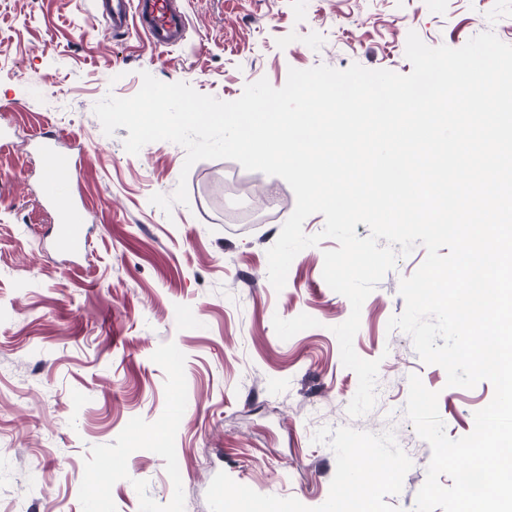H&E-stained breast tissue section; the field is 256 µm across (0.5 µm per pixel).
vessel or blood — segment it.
<instances>
[{
    "mask_svg": "<svg viewBox=\"0 0 512 512\" xmlns=\"http://www.w3.org/2000/svg\"><path fill=\"white\" fill-rule=\"evenodd\" d=\"M100 6L107 29L115 33L136 31L153 46L170 48L186 35L188 19L178 0H100ZM40 148L44 164L42 197L58 208L55 247L65 255L83 253L88 212L72 198L77 164L53 140L41 141Z\"/></svg>",
    "mask_w": 512,
    "mask_h": 512,
    "instance_id": "vessel-or-blood-1",
    "label": "vessel or blood"
}]
</instances>
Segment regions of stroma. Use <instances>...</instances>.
I'll list each match as a JSON object with an SVG mask.
<instances>
[{
  "instance_id": "1",
  "label": "stroma",
  "mask_w": 512,
  "mask_h": 512,
  "mask_svg": "<svg viewBox=\"0 0 512 512\" xmlns=\"http://www.w3.org/2000/svg\"><path fill=\"white\" fill-rule=\"evenodd\" d=\"M190 29L172 50L92 20L94 0H0V512H277L349 507L354 449L379 439L384 472L367 512H413L430 445L405 414L410 375L438 392L446 433L469 434L490 382L447 387L406 333L402 278L415 246L362 305L356 353L379 360L374 407L347 405L358 379L333 326L351 313L323 279L334 240L299 252L286 284L267 251L295 208L282 178L233 160L185 167L169 141L124 148L93 108L128 98L143 73L222 101L289 69L359 64L399 74L409 32L459 48L490 30L512 44V0H182ZM59 134L78 161L90 220L70 266L54 247L30 144ZM186 182L188 204H151ZM97 478L98 497L87 483Z\"/></svg>"
}]
</instances>
